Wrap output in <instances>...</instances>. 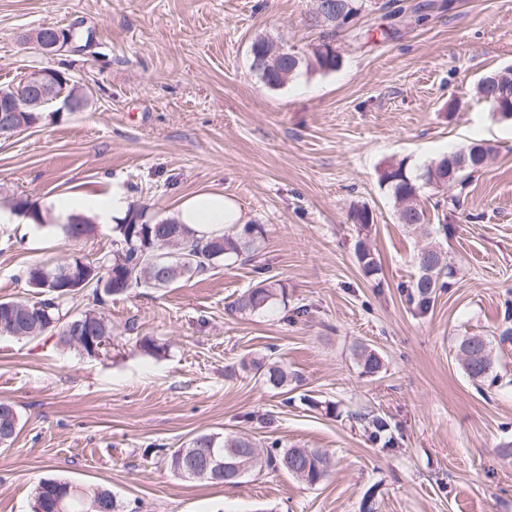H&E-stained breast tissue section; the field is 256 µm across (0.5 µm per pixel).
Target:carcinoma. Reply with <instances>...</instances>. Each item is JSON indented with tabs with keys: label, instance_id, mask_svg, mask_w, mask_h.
Returning <instances> with one entry per match:
<instances>
[{
	"label": "carcinoma",
	"instance_id": "1",
	"mask_svg": "<svg viewBox=\"0 0 512 512\" xmlns=\"http://www.w3.org/2000/svg\"><path fill=\"white\" fill-rule=\"evenodd\" d=\"M337 9L329 16H319L320 8L310 14V25L324 32L323 41L334 42L343 34L351 39H361L357 29L346 26L349 16H359L363 4L360 0H334ZM342 65V56H318L312 53L303 55L295 62L280 58L274 64L253 67L259 79L268 87L278 89L286 86L301 72L330 73ZM501 78L493 74L482 77L475 86L476 94L483 99L499 119L512 120V68L500 69ZM495 155V147L489 143H472L464 148L450 151L441 158L414 168L408 159H394L386 162L380 171L379 184L387 190L394 202L397 223L410 229L420 231L426 243L415 257L418 274L407 285L409 297L417 299L418 306L425 311L436 296L438 289L454 275L453 267L447 262L446 253L437 241L439 234H448V225L435 229L429 223L426 210L421 205L424 190L432 189L438 193L448 190V182L464 184L472 173L483 169ZM350 217L353 223L365 230L374 222L367 205H355ZM61 231L70 239L94 231V222L83 215H71L68 222L60 225ZM263 236L258 224H232L229 229L199 238L187 225L178 223L173 217L155 219L148 216L143 207L132 206L122 221L112 225V249L96 262L85 261L75 256L71 262L84 264L88 273L84 280V296L93 299V307L87 308L76 316H71L69 301L77 294L75 290H58V285L44 288L37 281L42 272L58 273L59 267L32 265L25 272L29 287L33 289L35 300L30 307L37 308L35 318L30 321L25 332L35 338L48 331L55 332L59 343L88 356L86 348L76 346L72 338L65 335L64 327L74 319L90 325L99 335L111 339L112 323L96 318V305L104 303L102 296L123 295L128 291L127 285L139 287L149 285L153 288H167L185 278L204 273L221 260L237 259L253 262L259 255L257 241ZM355 257L365 273L373 274L379 270L375 252L368 244L359 240L355 246ZM257 282L244 291L233 303L231 311L237 313H255L266 310L285 294L281 281L266 275L263 265L254 266ZM474 347L470 357L460 356L463 369L474 383H481L493 371V347L491 343L479 336H466L458 344V351L464 347ZM362 367V373L375 375L383 368L382 357L374 350L360 348L356 353ZM251 369L257 378L265 383L281 388L288 385V371L278 361L253 360ZM358 419L367 423L373 442L384 448H392L396 443L390 424L379 415L360 414ZM19 427V415L15 407L7 402H0V430ZM191 448H213L215 453L224 457L243 472L248 473L263 467L285 470L309 485H316L329 476L336 465L335 459L328 451L321 448H284L277 453L268 451L254 452L256 443L246 433L229 435L224 438L211 433H199L190 442ZM186 449L179 448L167 457V463L174 474L190 464ZM73 483L44 479L35 490L32 512H54L53 505L59 496H66L65 512H88L95 500H111L112 512H123L124 506L112 492L102 487H79V491L67 493Z\"/></svg>",
	"mask_w": 512,
	"mask_h": 512
}]
</instances>
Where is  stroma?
<instances>
[{
  "mask_svg": "<svg viewBox=\"0 0 512 512\" xmlns=\"http://www.w3.org/2000/svg\"><path fill=\"white\" fill-rule=\"evenodd\" d=\"M422 22L381 35L383 0H366L358 45L343 62L280 89L252 70L250 44L318 43L313 0H0V85L36 67L68 70L90 96L84 111L53 105L0 138V299L30 300L23 275L111 248L110 225L75 243L19 223L10 199L38 207L129 188L149 215L217 191L245 224L264 229L260 253L286 287L284 303L251 314L227 307L256 280L252 264L221 261L167 288L107 299L114 340L88 358L56 338L0 336V400L20 432L0 447V512H31L41 480L109 489L131 512H512V121L474 93L512 64V0H434ZM80 23L77 52L46 58L21 37ZM497 149L464 188L448 189L456 269L427 313L407 297L421 241L395 218L379 185L385 161L420 166L474 141ZM381 271L355 257L354 205ZM305 315L285 320L286 311ZM166 347L153 357L139 338ZM496 342L494 377L474 384L462 337ZM384 358L363 374L354 349ZM274 354L293 375L281 394L225 366ZM384 417L394 448L371 442L357 413ZM249 434L322 448L336 466L310 486L263 468L235 486L175 476L163 461L198 433Z\"/></svg>",
  "mask_w": 512,
  "mask_h": 512,
  "instance_id": "1",
  "label": "stroma"
}]
</instances>
